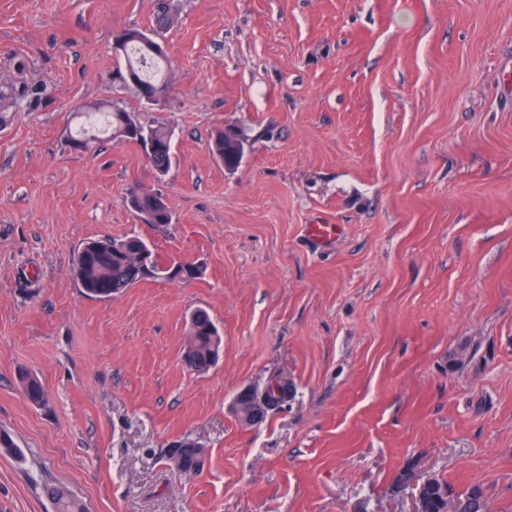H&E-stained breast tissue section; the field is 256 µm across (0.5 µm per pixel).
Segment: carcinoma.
<instances>
[{"mask_svg": "<svg viewBox=\"0 0 512 512\" xmlns=\"http://www.w3.org/2000/svg\"><path fill=\"white\" fill-rule=\"evenodd\" d=\"M139 34L141 31L135 28L123 30L122 36L126 38V43L117 52L122 64L117 66L115 77L122 79L126 73L131 72L143 86L162 95L168 89L170 57L167 54L155 55L150 43L141 41ZM81 112L87 117L93 114L107 116L110 139L117 145L132 143L146 149L147 141H140L133 134L124 135L121 132L124 127L140 129L150 134V141L154 143L155 149L148 155L149 162L156 169H170L173 133L169 127L142 123L116 103L85 105ZM210 149L224 167L229 169L239 166L245 152V147L238 146L237 141L224 134L222 129L212 136ZM73 270L80 288L86 294L100 299L121 294L143 280H169L166 265L160 263L147 244L136 236L125 239L105 237L88 242L77 253ZM217 335L218 327L207 311L198 309L190 315L187 339L192 341L195 348L196 372L203 373L213 365V344ZM289 392L290 389L280 384L268 387L266 398L269 409L285 404ZM170 454L189 471L194 460L205 454V449L193 441L190 447L175 448ZM416 471L417 463H406L393 482V490L410 484ZM46 494L53 502L55 512H86L82 501L64 487H49ZM450 502L455 506L453 512H486L487 509L484 494L479 487L471 486L464 492H457L447 480L434 476L431 486L425 491L424 512H448Z\"/></svg>", "mask_w": 512, "mask_h": 512, "instance_id": "cac0c4a2", "label": "carcinoma"}]
</instances>
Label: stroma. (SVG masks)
<instances>
[{
    "mask_svg": "<svg viewBox=\"0 0 512 512\" xmlns=\"http://www.w3.org/2000/svg\"><path fill=\"white\" fill-rule=\"evenodd\" d=\"M161 102L112 81L113 37L152 30ZM512 0H0V512H412L407 460L512 512ZM171 126L139 146L69 147L76 107ZM244 130L235 170L212 133ZM140 186L172 224L136 221ZM341 236L318 246L309 224ZM142 238L189 281L107 300L72 273L87 241ZM206 310L222 343L182 361ZM38 378L43 403L28 400ZM292 398L256 426L245 387ZM208 450L199 474L168 449ZM234 408L239 420L252 426L262 423L268 412L265 397L250 387L237 393ZM46 494L53 502L55 512H86L82 501L64 487H49Z\"/></svg>",
    "mask_w": 512,
    "mask_h": 512,
    "instance_id": "stroma-1",
    "label": "stroma"
}]
</instances>
